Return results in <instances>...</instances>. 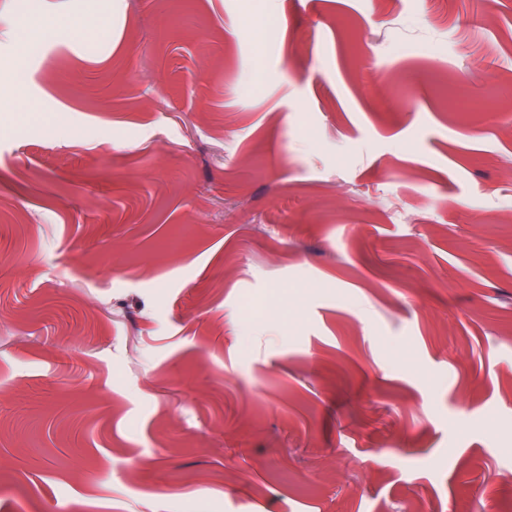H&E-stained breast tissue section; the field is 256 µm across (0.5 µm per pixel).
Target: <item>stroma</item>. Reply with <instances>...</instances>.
<instances>
[{
	"label": "stroma",
	"mask_w": 512,
	"mask_h": 512,
	"mask_svg": "<svg viewBox=\"0 0 512 512\" xmlns=\"http://www.w3.org/2000/svg\"><path fill=\"white\" fill-rule=\"evenodd\" d=\"M19 2L0 512H512V0Z\"/></svg>",
	"instance_id": "1"
}]
</instances>
